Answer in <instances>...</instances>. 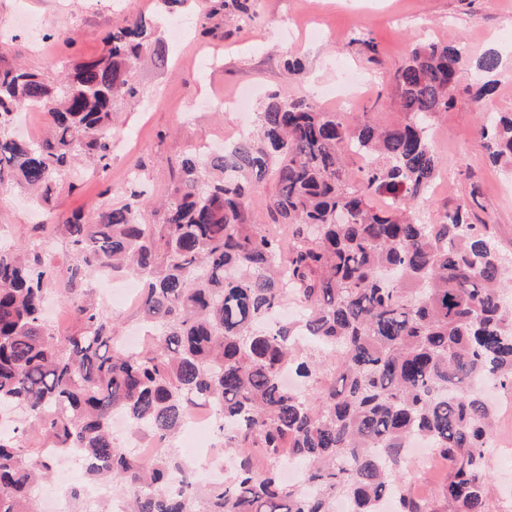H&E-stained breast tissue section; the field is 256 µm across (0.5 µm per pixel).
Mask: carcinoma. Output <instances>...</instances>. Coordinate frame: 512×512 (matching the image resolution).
<instances>
[{
  "mask_svg": "<svg viewBox=\"0 0 512 512\" xmlns=\"http://www.w3.org/2000/svg\"><path fill=\"white\" fill-rule=\"evenodd\" d=\"M221 8L237 23L256 17L254 0ZM154 44L153 23L135 18L57 82L0 56V189L47 201L63 170L107 171L113 102L136 98L131 72ZM464 63L460 40L414 49L391 76L404 115L392 124L272 96L257 135L183 156L162 223L144 220L133 190L121 207L54 225L73 255L64 271L0 246V512H38L49 448L103 463L86 474L110 483L127 512H332L338 497L379 512L385 496L395 512H487L495 407L472 381L512 387V267L488 224L470 220L477 185L438 222L419 213L440 169L433 121L454 106ZM25 106L46 118L37 139L14 133ZM480 137L493 164L512 165V113ZM263 182L275 186L268 223L289 227L286 242L253 221ZM379 195L390 202L374 206ZM105 269L143 280L136 351L85 297ZM52 286L80 321L72 336H56L43 314ZM290 300L301 317L272 320ZM326 347L340 349L331 363ZM286 368L303 393L282 387ZM200 403L215 407L234 456L218 485L188 480L195 464L173 445ZM116 413L168 454L133 456L112 433ZM31 430L42 439L33 455ZM417 437L448 463L429 499L403 470ZM292 460L314 493L283 482L279 463Z\"/></svg>",
  "mask_w": 512,
  "mask_h": 512,
  "instance_id": "carcinoma-1",
  "label": "carcinoma"
}]
</instances>
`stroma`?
<instances>
[{"label": "stroma", "instance_id": "1", "mask_svg": "<svg viewBox=\"0 0 512 512\" xmlns=\"http://www.w3.org/2000/svg\"><path fill=\"white\" fill-rule=\"evenodd\" d=\"M214 0H186L168 11L163 0H0V33L5 34L9 60L31 67L47 79H59L68 64L98 56L112 27L138 17L159 22L162 52H148L131 79L140 91L139 104L114 103L117 132L107 172L63 173L49 201L27 202L0 192V244L25 245L36 235L35 217L55 222L81 212L127 202L126 182L132 168L140 170L145 219L161 218L159 201L171 189L170 166L186 151L232 135L240 122L257 119L271 94L306 95L317 84L335 87L341 72L350 70L371 85L357 106L318 101L320 109L353 119L375 111L378 121L402 118L395 106L390 72L411 51L431 41L455 37L465 45L468 88L455 106L434 121L432 145L441 169L424 217L439 221L443 205L468 194L479 177L481 196L476 212L487 220L501 246L512 253V171L491 166L479 129L490 112L512 113V0H258L257 17L237 28L212 14ZM191 19L194 28L173 39L170 23ZM369 31L378 49L370 61L352 38ZM502 59L494 75L480 72L477 60L488 50ZM300 59L305 78L292 80L288 60ZM497 82L493 97L472 101L468 89L487 79ZM244 95L246 105L206 107L211 98ZM494 435L501 451L489 460V512H512V391L497 390Z\"/></svg>", "mask_w": 512, "mask_h": 512}]
</instances>
